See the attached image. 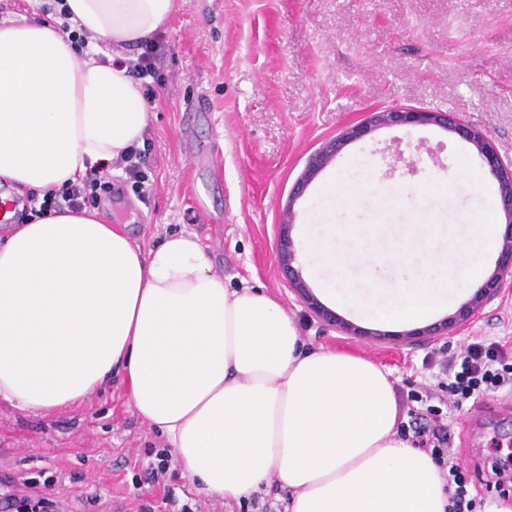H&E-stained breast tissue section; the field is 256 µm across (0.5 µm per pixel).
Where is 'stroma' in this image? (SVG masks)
Listing matches in <instances>:
<instances>
[{
    "mask_svg": "<svg viewBox=\"0 0 512 512\" xmlns=\"http://www.w3.org/2000/svg\"><path fill=\"white\" fill-rule=\"evenodd\" d=\"M156 67L163 87L149 107L146 159L152 189L141 196L121 166L109 167L112 197L99 209L143 250L167 236L196 234L227 287L273 295L297 324L306 346L368 358L392 380L398 399L436 384L450 356L474 337H512V277L448 336L379 340L378 321L337 309L361 328L344 335L299 300L279 264L278 233L292 207L291 236L301 278L367 292L359 267L312 274L304 244L324 225L353 219L387 224L388 237L366 247L388 253L407 225L433 224L437 239H466L488 208L494 180L478 190L460 177L483 169L474 147L435 126L383 127L348 144L313 180L297 182L310 158L370 112L400 106L458 113L486 132L512 160V0H175ZM336 179L338 191L321 185ZM451 183L448 193L409 199L408 187ZM207 209L198 221L197 205ZM448 451L476 484L484 512L512 501V482L485 485L488 463L512 458V393L487 392L456 409L440 406ZM166 442L135 415L122 377L75 409L35 415L0 401V475L58 512H262L280 508L285 488L237 503L197 493L177 452L162 485L147 482ZM171 489L176 505L165 504Z\"/></svg>",
    "mask_w": 512,
    "mask_h": 512,
    "instance_id": "stroma-1",
    "label": "stroma"
}]
</instances>
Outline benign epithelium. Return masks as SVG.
Returning a JSON list of instances; mask_svg holds the SVG:
<instances>
[{
	"instance_id": "obj_1",
	"label": "benign epithelium",
	"mask_w": 512,
	"mask_h": 512,
	"mask_svg": "<svg viewBox=\"0 0 512 512\" xmlns=\"http://www.w3.org/2000/svg\"><path fill=\"white\" fill-rule=\"evenodd\" d=\"M429 125L437 126L447 132L456 134L475 148L478 156L497 183L502 205L503 232L495 267L484 283L477 288L455 313L427 330L430 336H443L453 333L474 316L498 292L504 278L509 275L512 276V163L505 160L499 154L493 141L486 133L465 124L459 117L450 112L411 107H397L374 112L368 120L360 125L346 129L339 137L330 141L323 148L301 178L300 187L297 188V191H302V187L306 186L317 172L330 163L347 144L364 138L377 128ZM292 225L293 209L290 208L284 213L281 224L280 261L283 270L288 272V276L293 279L296 291L302 301L323 320L336 324L343 332L355 336L367 335V332L337 319L331 311L324 308L300 278L299 272L293 267Z\"/></svg>"
}]
</instances>
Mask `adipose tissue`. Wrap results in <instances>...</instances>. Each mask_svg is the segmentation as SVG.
<instances>
[{
	"instance_id": "ef3b65f1",
	"label": "adipose tissue",
	"mask_w": 512,
	"mask_h": 512,
	"mask_svg": "<svg viewBox=\"0 0 512 512\" xmlns=\"http://www.w3.org/2000/svg\"><path fill=\"white\" fill-rule=\"evenodd\" d=\"M66 2L98 45L87 58L53 24L0 26V188L77 183L144 142L140 86L101 48L151 39L174 0ZM119 372L200 493L240 500L276 479L285 512H446L385 371L305 346L273 296L225 286L196 235L146 252L91 206L6 228L0 401L57 412Z\"/></svg>"
}]
</instances>
